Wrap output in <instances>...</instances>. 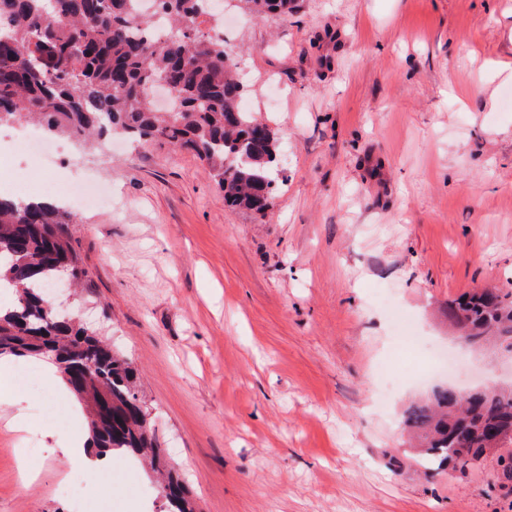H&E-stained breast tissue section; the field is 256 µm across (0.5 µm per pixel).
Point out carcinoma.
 <instances>
[{
	"instance_id": "1",
	"label": "carcinoma",
	"mask_w": 512,
	"mask_h": 512,
	"mask_svg": "<svg viewBox=\"0 0 512 512\" xmlns=\"http://www.w3.org/2000/svg\"><path fill=\"white\" fill-rule=\"evenodd\" d=\"M142 0H0V126L33 121L51 136H77L87 149L121 132L193 151L233 208L265 213L273 192L276 135L241 106L238 63L204 26L212 0H155L171 28L153 33ZM258 17L286 15L292 0H241ZM77 218L58 207L0 194V285L16 302L0 313V356L51 353L89 413L90 445L166 468L137 394L131 362L97 329L56 317L43 288L66 269L85 277L71 243ZM448 317L474 346L512 340V292L481 288L448 304ZM425 442L421 461L462 474L494 459L512 485V390L459 395L438 387L405 411ZM168 512H194L171 472L161 486Z\"/></svg>"
}]
</instances>
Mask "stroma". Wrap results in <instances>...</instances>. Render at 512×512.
I'll return each mask as SVG.
<instances>
[{
    "label": "stroma",
    "mask_w": 512,
    "mask_h": 512,
    "mask_svg": "<svg viewBox=\"0 0 512 512\" xmlns=\"http://www.w3.org/2000/svg\"><path fill=\"white\" fill-rule=\"evenodd\" d=\"M225 48L278 137L266 213L230 208L190 150L73 145L67 172L117 209L76 208L73 300L133 364L196 512H512L497 466L416 474L402 424L432 387L512 386V357L461 346L448 304L512 291V0H295ZM416 325L399 352L391 308ZM0 416V512H71L74 398ZM100 512H164L115 456Z\"/></svg>",
    "instance_id": "1"
}]
</instances>
